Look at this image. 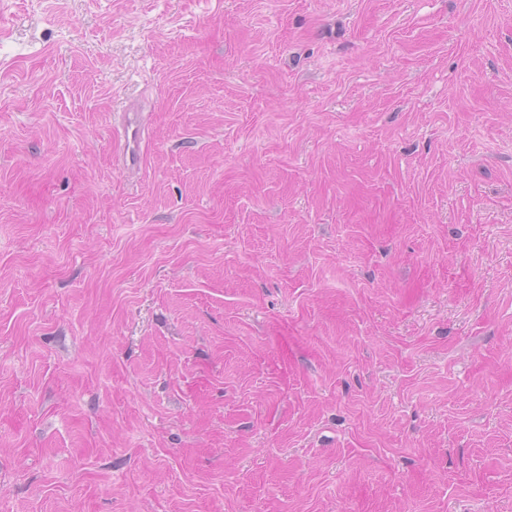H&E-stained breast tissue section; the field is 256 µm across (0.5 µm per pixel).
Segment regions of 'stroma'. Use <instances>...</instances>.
<instances>
[{
  "label": "stroma",
  "instance_id": "stroma-1",
  "mask_svg": "<svg viewBox=\"0 0 512 512\" xmlns=\"http://www.w3.org/2000/svg\"><path fill=\"white\" fill-rule=\"evenodd\" d=\"M0 512H512V0H0ZM137 113L124 112L119 125L114 132L124 140V150L121 156L122 168L126 171L137 170L140 166V143L143 129L137 121Z\"/></svg>",
  "mask_w": 512,
  "mask_h": 512
}]
</instances>
